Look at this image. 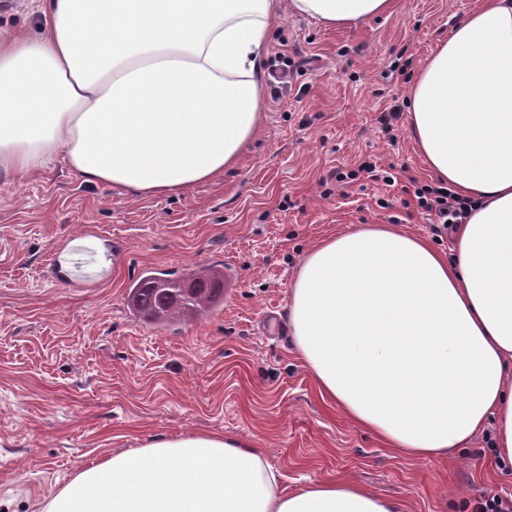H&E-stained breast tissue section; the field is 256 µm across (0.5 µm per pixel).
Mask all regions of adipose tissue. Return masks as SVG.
<instances>
[{
    "instance_id": "obj_1",
    "label": "adipose tissue",
    "mask_w": 512,
    "mask_h": 512,
    "mask_svg": "<svg viewBox=\"0 0 512 512\" xmlns=\"http://www.w3.org/2000/svg\"><path fill=\"white\" fill-rule=\"evenodd\" d=\"M324 27L394 0H49L39 38L0 32V174L177 195L238 165L263 124L281 8ZM409 132L473 208L454 259L390 224L327 237L288 310L319 395L390 450L432 458L487 425L512 465V0H484L416 73ZM263 449L153 440L86 465L42 512H404L348 479L289 490Z\"/></svg>"
}]
</instances>
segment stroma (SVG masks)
Here are the masks:
<instances>
[{
	"label": "stroma",
	"mask_w": 512,
	"mask_h": 512,
	"mask_svg": "<svg viewBox=\"0 0 512 512\" xmlns=\"http://www.w3.org/2000/svg\"><path fill=\"white\" fill-rule=\"evenodd\" d=\"M482 0H395L355 29L282 14L266 57V118L239 164L192 191L137 197L80 183L61 165L0 175V512H41L89 462L152 439L218 433L264 449L289 487L351 479L405 512H476L512 500L493 429L445 459L398 456L319 396L287 317L306 251L363 224H398L452 253L405 192L433 177L408 131L418 67ZM38 0H0V30L36 37ZM400 115L385 130L381 115ZM393 169V185L360 173ZM357 172L351 183L337 172ZM389 208H381V201ZM107 250L96 282L58 257ZM232 263L242 285L209 317L138 329L123 302L147 271Z\"/></svg>",
	"instance_id": "35a3bbf8"
}]
</instances>
